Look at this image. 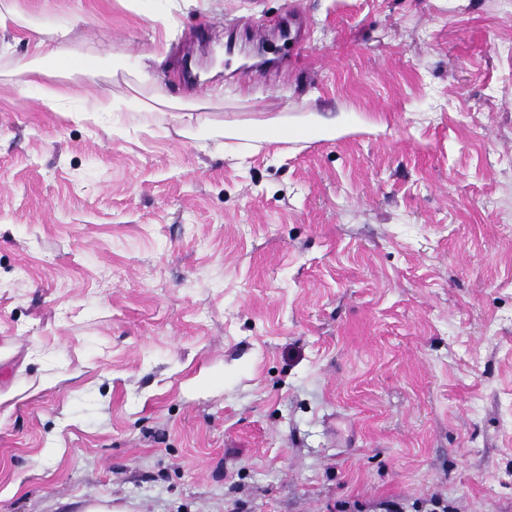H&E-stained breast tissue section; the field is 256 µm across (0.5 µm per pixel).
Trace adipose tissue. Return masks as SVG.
<instances>
[{
    "mask_svg": "<svg viewBox=\"0 0 512 512\" xmlns=\"http://www.w3.org/2000/svg\"><path fill=\"white\" fill-rule=\"evenodd\" d=\"M65 32L37 33L31 38L32 60L25 72L27 82L31 86H39L44 74L43 66L48 62H55L62 66L69 75H83L91 73L93 64L90 60L80 56L66 54L63 46ZM224 127V152L232 157L243 158L258 149L261 142L283 140L285 132L291 130L287 117L280 116L269 119L250 121L227 120ZM297 136L308 139L332 140L347 133L346 125L336 121L312 120L302 126L293 128Z\"/></svg>",
    "mask_w": 512,
    "mask_h": 512,
    "instance_id": "1",
    "label": "adipose tissue"
}]
</instances>
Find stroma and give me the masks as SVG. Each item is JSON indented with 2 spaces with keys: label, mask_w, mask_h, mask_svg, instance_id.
I'll return each mask as SVG.
<instances>
[{
  "label": "stroma",
  "mask_w": 512,
  "mask_h": 512,
  "mask_svg": "<svg viewBox=\"0 0 512 512\" xmlns=\"http://www.w3.org/2000/svg\"><path fill=\"white\" fill-rule=\"evenodd\" d=\"M12 2L95 72L0 31V512H512V0ZM66 35L67 33L64 31L36 32V36L28 41L31 44L32 60L25 69L28 77L27 83L39 89L41 94L43 93V84L39 80L47 74V70L42 68L44 63H58L67 74L72 76L89 74L93 71V64L87 58L65 54L63 42ZM152 101L159 105L167 106L170 109H180L182 112H161V114H170V116L175 119L182 127L183 129L186 128H192L194 127V124H200L202 122L201 115L198 114L202 109L201 105L196 104H187V105H179L176 103H168L165 100L157 99V98H150ZM209 123L224 127V155L244 158L259 148V143L267 141H288V136L283 135L288 129H293L297 137L307 139L332 140L344 135L350 128L336 119L324 121L314 119L302 126H288V116H280L269 119H257L250 121L221 120Z\"/></svg>",
  "instance_id": "1"
}]
</instances>
